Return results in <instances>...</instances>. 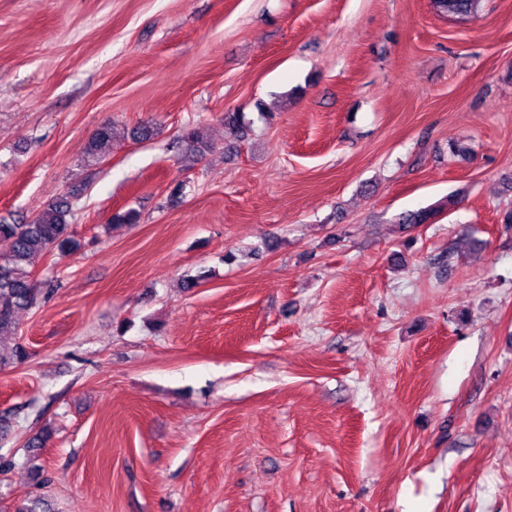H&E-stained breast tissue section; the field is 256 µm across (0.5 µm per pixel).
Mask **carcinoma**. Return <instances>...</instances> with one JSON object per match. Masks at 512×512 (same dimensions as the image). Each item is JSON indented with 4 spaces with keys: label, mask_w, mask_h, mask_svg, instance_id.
<instances>
[{
    "label": "carcinoma",
    "mask_w": 512,
    "mask_h": 512,
    "mask_svg": "<svg viewBox=\"0 0 512 512\" xmlns=\"http://www.w3.org/2000/svg\"><path fill=\"white\" fill-rule=\"evenodd\" d=\"M480 0H432L434 10L441 15L473 16ZM224 127L238 138L247 135L244 117L238 112L224 113ZM116 135L112 123L101 124L88 140L85 157L90 164L101 162L112 147ZM178 147L202 156L211 149L200 128L186 127L177 138ZM72 204L60 196L30 221L10 224L0 220V242L7 249L0 252V336L15 330V315L20 310L37 307L50 299L55 291L51 280L37 281L33 263L37 257L67 256L80 249L72 224L68 220ZM436 206L410 211L399 218L401 224H431L438 216ZM13 512H53L52 504L42 497H25Z\"/></svg>",
    "instance_id": "cac0c4a2"
}]
</instances>
